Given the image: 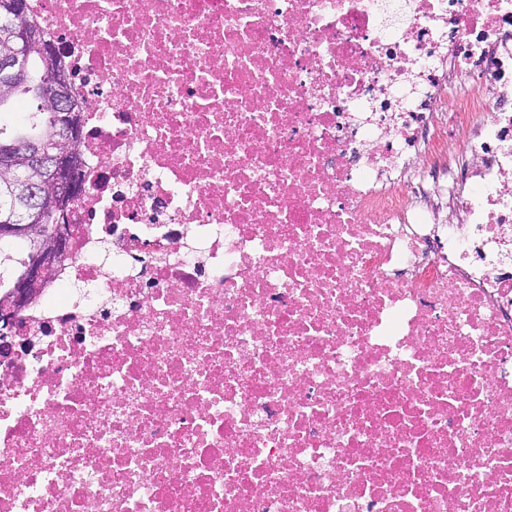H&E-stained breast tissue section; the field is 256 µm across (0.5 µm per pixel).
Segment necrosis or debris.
<instances>
[{"mask_svg":"<svg viewBox=\"0 0 512 512\" xmlns=\"http://www.w3.org/2000/svg\"><path fill=\"white\" fill-rule=\"evenodd\" d=\"M29 8L80 191L0 512H512V0Z\"/></svg>","mask_w":512,"mask_h":512,"instance_id":"obj_1","label":"necrosis or debris"}]
</instances>
